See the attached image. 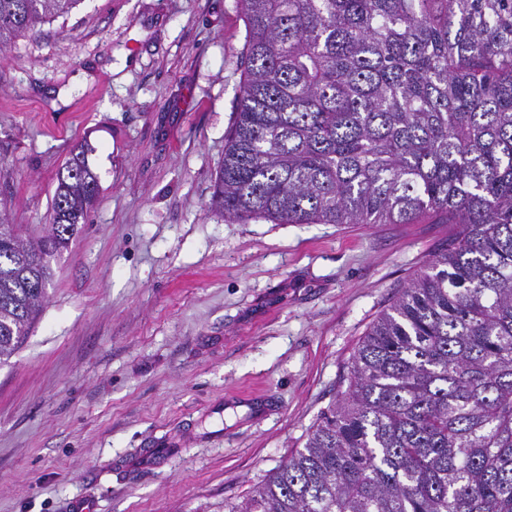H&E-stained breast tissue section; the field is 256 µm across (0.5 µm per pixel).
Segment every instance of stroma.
Here are the masks:
<instances>
[{"mask_svg": "<svg viewBox=\"0 0 512 512\" xmlns=\"http://www.w3.org/2000/svg\"><path fill=\"white\" fill-rule=\"evenodd\" d=\"M234 0H81L0 49V192L49 223L99 181L43 311L0 364V512H224L348 385L448 227L209 211L237 105Z\"/></svg>", "mask_w": 512, "mask_h": 512, "instance_id": "stroma-1", "label": "stroma"}]
</instances>
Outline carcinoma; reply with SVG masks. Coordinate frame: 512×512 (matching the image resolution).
<instances>
[{"label": "carcinoma", "mask_w": 512, "mask_h": 512, "mask_svg": "<svg viewBox=\"0 0 512 512\" xmlns=\"http://www.w3.org/2000/svg\"><path fill=\"white\" fill-rule=\"evenodd\" d=\"M80 0H0V48ZM244 68L209 208L450 225L348 386L224 512H512V0H235ZM80 154L34 235L0 213V363L98 195Z\"/></svg>", "instance_id": "cac0c4a2"}]
</instances>
